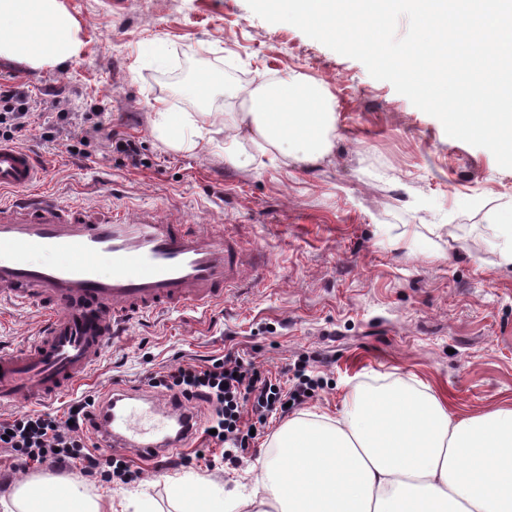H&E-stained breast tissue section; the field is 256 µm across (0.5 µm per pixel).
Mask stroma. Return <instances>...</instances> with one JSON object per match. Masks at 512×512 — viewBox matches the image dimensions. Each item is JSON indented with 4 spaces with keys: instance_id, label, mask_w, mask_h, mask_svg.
<instances>
[{
    "instance_id": "stroma-1",
    "label": "stroma",
    "mask_w": 512,
    "mask_h": 512,
    "mask_svg": "<svg viewBox=\"0 0 512 512\" xmlns=\"http://www.w3.org/2000/svg\"><path fill=\"white\" fill-rule=\"evenodd\" d=\"M82 51L34 69L0 58V79L61 101L136 142L133 166L103 134L54 141L35 124L24 149L45 164L44 186L79 201L205 222L272 261L259 281L207 309L159 312L108 341L74 396L131 386L149 372L225 354L274 373L303 362L317 389L273 416L245 452L189 459V447L133 455L129 484L84 480L93 496L144 498L177 512L171 484L221 485L225 503L252 494L287 419L335 416L356 383L409 385L446 399L456 413L512 405V266L500 265L493 227L512 224V169L446 135L441 122L393 85L372 78L287 23L271 24L246 0H63ZM164 61H157L156 51ZM299 73L333 98L332 148L321 161L240 168L224 158L226 113L260 76ZM216 77L205 99L185 92ZM202 113L213 142L173 150L153 133L158 107ZM34 307L0 302V349L34 340Z\"/></svg>"
}]
</instances>
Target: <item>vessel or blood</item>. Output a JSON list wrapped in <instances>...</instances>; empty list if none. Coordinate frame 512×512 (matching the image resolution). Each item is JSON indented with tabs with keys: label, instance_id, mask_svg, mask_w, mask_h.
<instances>
[{
	"label": "vessel or blood",
	"instance_id": "obj_1",
	"mask_svg": "<svg viewBox=\"0 0 512 512\" xmlns=\"http://www.w3.org/2000/svg\"><path fill=\"white\" fill-rule=\"evenodd\" d=\"M43 170L28 150L0 142V298L33 305L48 320L41 336L0 353V410L53 402L87 378L115 327L131 317L223 301L245 278L240 242L201 231L157 210L102 211L62 205L42 189ZM56 254L53 262L44 261ZM107 258L109 268L98 265ZM114 389L96 412V443L157 455L181 437L143 440L128 424L127 398ZM169 423L188 428L187 404L150 400Z\"/></svg>",
	"mask_w": 512,
	"mask_h": 512
}]
</instances>
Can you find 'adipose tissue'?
Returning <instances> with one entry per match:
<instances>
[{"instance_id":"1","label":"adipose tissue","mask_w":512,"mask_h":512,"mask_svg":"<svg viewBox=\"0 0 512 512\" xmlns=\"http://www.w3.org/2000/svg\"><path fill=\"white\" fill-rule=\"evenodd\" d=\"M81 47L62 0H0V58L58 66ZM239 95L248 105L230 119L254 150L225 146L232 164H314L329 154L333 106L323 86L288 74ZM153 131L176 150L199 145L197 121L185 112H157ZM273 445L274 461L255 477L261 499L237 501L236 512H512V407L462 415L411 387L358 385L336 417L289 420ZM111 504L67 479L52 493L32 480L0 512H102Z\"/></svg>"}]
</instances>
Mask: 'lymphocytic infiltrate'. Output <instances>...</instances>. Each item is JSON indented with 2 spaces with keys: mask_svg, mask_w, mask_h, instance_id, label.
Wrapping results in <instances>:
<instances>
[{
  "mask_svg": "<svg viewBox=\"0 0 512 512\" xmlns=\"http://www.w3.org/2000/svg\"><path fill=\"white\" fill-rule=\"evenodd\" d=\"M56 115L55 132H62L70 116L59 102L40 100L18 87L0 84V140L19 142L26 137L37 113ZM149 387L174 399L199 400L211 408L201 426L214 444L238 451L249 447L251 431L265 426L275 411L299 404L318 382L296 367L290 386L266 376L253 364L228 355L205 363H186L147 377ZM98 395L74 401L64 413L17 411L0 418V450L9 453L17 466L71 464L81 475H97L102 481L130 483L140 470L121 454L102 455L90 431Z\"/></svg>",
  "mask_w": 512,
  "mask_h": 512,
  "instance_id": "f902f5d3",
  "label": "lymphocytic infiltrate"
}]
</instances>
